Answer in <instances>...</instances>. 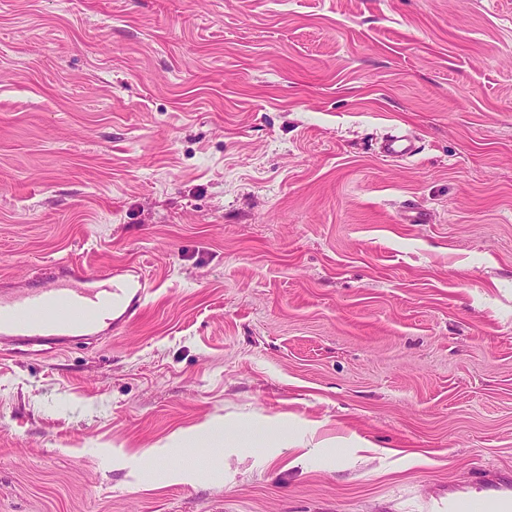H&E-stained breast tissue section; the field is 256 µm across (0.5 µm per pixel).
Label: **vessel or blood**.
Returning <instances> with one entry per match:
<instances>
[{
	"instance_id": "vessel-or-blood-1",
	"label": "vessel or blood",
	"mask_w": 512,
	"mask_h": 512,
	"mask_svg": "<svg viewBox=\"0 0 512 512\" xmlns=\"http://www.w3.org/2000/svg\"><path fill=\"white\" fill-rule=\"evenodd\" d=\"M380 150L386 157L404 160L416 155L417 140L409 134H393ZM152 291L150 277L133 265L88 271L62 263L42 274L35 286L0 289V341L63 343L76 336H92L103 308L112 311L107 332L115 335L140 318ZM447 510L512 512V490L500 483L489 500L456 497L449 499Z\"/></svg>"
}]
</instances>
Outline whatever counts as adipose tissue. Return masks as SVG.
I'll use <instances>...</instances> for the list:
<instances>
[{
    "instance_id": "1",
    "label": "adipose tissue",
    "mask_w": 512,
    "mask_h": 512,
    "mask_svg": "<svg viewBox=\"0 0 512 512\" xmlns=\"http://www.w3.org/2000/svg\"><path fill=\"white\" fill-rule=\"evenodd\" d=\"M249 438L251 444L262 448H281L287 446L288 436L282 431L268 427L252 433H244L243 430L222 426L208 421L193 428L191 433L176 432L170 437L167 447L158 448V455H166L168 449H174L185 444L195 447L220 448L237 447L242 438Z\"/></svg>"
}]
</instances>
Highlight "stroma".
I'll list each match as a JSON object with an SVG mask.
<instances>
[{"label": "stroma", "instance_id": "obj_1", "mask_svg": "<svg viewBox=\"0 0 512 512\" xmlns=\"http://www.w3.org/2000/svg\"><path fill=\"white\" fill-rule=\"evenodd\" d=\"M398 131L413 158L380 153ZM72 261L155 290L118 335L0 345V512L486 496L512 479V0H0V289ZM211 419L296 444L152 457Z\"/></svg>", "mask_w": 512, "mask_h": 512}]
</instances>
